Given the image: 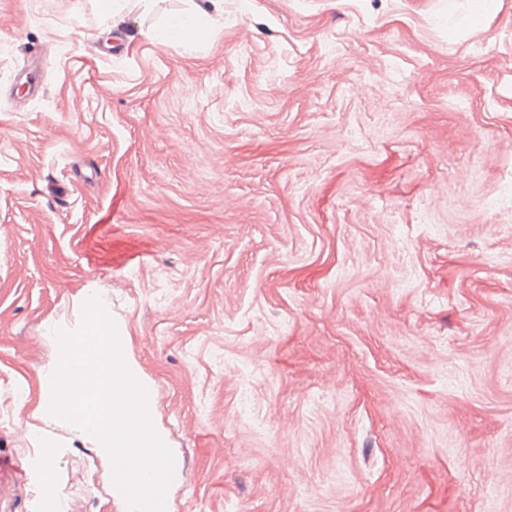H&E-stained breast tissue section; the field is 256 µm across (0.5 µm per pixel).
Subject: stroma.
Returning <instances> with one entry per match:
<instances>
[{
	"instance_id": "obj_1",
	"label": "stroma",
	"mask_w": 512,
	"mask_h": 512,
	"mask_svg": "<svg viewBox=\"0 0 512 512\" xmlns=\"http://www.w3.org/2000/svg\"><path fill=\"white\" fill-rule=\"evenodd\" d=\"M469 7L0 0V455L125 512L43 410L94 294L172 512H512V0Z\"/></svg>"
}]
</instances>
